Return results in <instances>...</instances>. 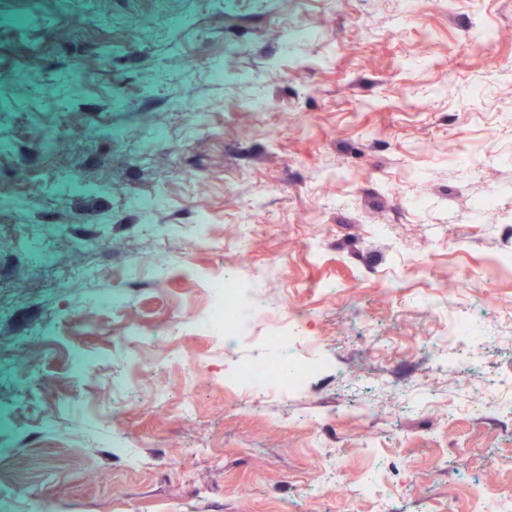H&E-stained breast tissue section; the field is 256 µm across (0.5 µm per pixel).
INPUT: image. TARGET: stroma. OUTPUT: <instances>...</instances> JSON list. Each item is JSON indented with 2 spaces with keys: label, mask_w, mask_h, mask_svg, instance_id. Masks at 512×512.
Segmentation results:
<instances>
[{
  "label": "stroma",
  "mask_w": 512,
  "mask_h": 512,
  "mask_svg": "<svg viewBox=\"0 0 512 512\" xmlns=\"http://www.w3.org/2000/svg\"><path fill=\"white\" fill-rule=\"evenodd\" d=\"M20 72L35 95H9ZM67 126L49 155L37 131ZM509 250L512 0H0V340L35 352L0 374V512H376L336 491L373 471L387 512L512 497V413L464 409L467 378L512 382ZM227 273L303 312L332 359L303 393L218 385L275 354L264 323L204 329ZM451 307L492 338L440 343ZM158 373L161 402L116 392Z\"/></svg>",
  "instance_id": "obj_1"
}]
</instances>
